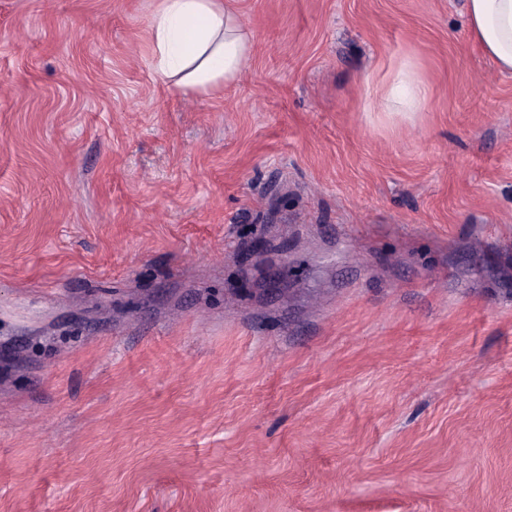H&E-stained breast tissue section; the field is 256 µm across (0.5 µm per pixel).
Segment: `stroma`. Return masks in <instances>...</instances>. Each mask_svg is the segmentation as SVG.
<instances>
[{
    "label": "stroma",
    "mask_w": 512,
    "mask_h": 512,
    "mask_svg": "<svg viewBox=\"0 0 512 512\" xmlns=\"http://www.w3.org/2000/svg\"><path fill=\"white\" fill-rule=\"evenodd\" d=\"M155 5L0 0V512H512V74L465 0H237L192 99ZM149 19L150 65L168 89L208 95L238 81L254 54L235 0H158ZM428 98V88L422 77L408 61L400 62L390 81L374 92L375 105L391 120L412 124L422 112Z\"/></svg>",
    "instance_id": "35a3bbf8"
}]
</instances>
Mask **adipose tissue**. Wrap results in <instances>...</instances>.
Returning a JSON list of instances; mask_svg holds the SVG:
<instances>
[{
  "label": "adipose tissue",
  "mask_w": 512,
  "mask_h": 512,
  "mask_svg": "<svg viewBox=\"0 0 512 512\" xmlns=\"http://www.w3.org/2000/svg\"><path fill=\"white\" fill-rule=\"evenodd\" d=\"M235 0H159L149 19L150 65L168 89L207 95L238 81L254 54L251 32ZM468 35L499 72H512V0H466ZM428 88L410 61L374 92L379 111L413 123Z\"/></svg>",
  "instance_id": "1"
}]
</instances>
